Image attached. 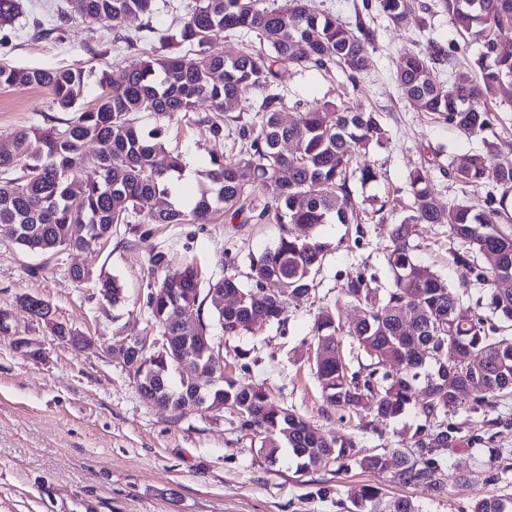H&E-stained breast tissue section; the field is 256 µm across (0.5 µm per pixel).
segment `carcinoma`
<instances>
[{
	"label": "carcinoma",
	"mask_w": 512,
	"mask_h": 512,
	"mask_svg": "<svg viewBox=\"0 0 512 512\" xmlns=\"http://www.w3.org/2000/svg\"><path fill=\"white\" fill-rule=\"evenodd\" d=\"M260 0H195L183 27L175 34L156 37L158 46L136 61L99 72L82 67L67 69L0 66V86L47 87L60 112H72L46 127L23 128L13 133L9 146L0 147V228H11V240L26 252L55 255L63 250H85L112 240L122 224L143 217L148 224H212L232 220L240 213L241 198L268 181H277L279 193L259 204L257 219L278 224L277 243L250 258L251 285L234 274L202 284L198 266L186 259L174 266L167 252L149 258L151 269L162 275L148 295L151 319L164 336L176 335L185 311H197L202 333L211 323L224 336H240L257 321H285L289 298L316 291L312 276L325 247L315 238L323 224H359L361 207L350 185L374 183L380 171L370 165L353 166L359 152L369 153L387 140L380 116L374 111L350 112L333 103L298 112L283 122L281 99L274 86L296 69L340 68L352 81L368 60L371 31L362 23L353 27L333 15L317 12L309 0H284L276 8ZM384 13L395 25L416 23L407 0L366 3ZM448 23L467 43L480 45L478 56L457 55L454 42L437 43L425 56L409 52L402 58L397 82L407 101L468 135H480L492 121L490 103H512V51L501 36L512 31V0H441ZM19 0H0V29L19 17ZM156 0H69L56 22L78 18L86 23H107L119 31L129 17L146 20L140 30L155 33L150 25ZM226 31L251 33L259 46L234 58L211 55L206 46ZM457 71L452 82L437 77V66ZM99 94L93 106L77 104L89 84ZM253 97L262 112L259 127L241 126L238 137L244 156L233 163L212 157L196 196L185 202L180 192L184 165L169 156L163 167L156 158L165 152L162 129L144 132L136 116L145 114L163 123L195 110L207 100L216 112H233ZM87 142L97 145L88 158L95 177L82 178L76 169ZM293 143L285 154L281 145ZM496 144L484 141V150L452 167L453 177L487 189L486 208L441 204L433 190L431 172L419 169L409 176L412 205L391 233L387 264L393 285L378 294L358 272L347 278L341 297L361 308L362 318L347 326L323 309L315 316L312 334L328 355L314 362L322 396L331 406L367 411L378 420L402 415L414 406L428 422L419 431L415 450L384 451L362 458L354 443H329L301 415L275 402L263 385L224 382V404L244 412L241 427L261 435L266 459L279 458L289 449L298 469L307 471L318 459L344 467L352 461L362 469L394 473L406 484L437 487V473L445 466L438 455L463 439L462 429L443 424L448 412L461 404L460 395L472 398L474 409L493 407L496 399L512 395V336L496 335L482 317L460 315L462 301L448 283L413 261L408 237L415 224H446L448 232L471 252L484 257L489 267L483 277L492 285L491 307L505 322H512V167L492 161ZM85 228L81 236L74 225ZM70 276L92 282L99 296L114 306L124 300L119 280L103 271L74 266ZM277 287L279 301L266 293ZM224 289L234 307H218L211 290ZM208 319H203V312ZM349 336L368 360L354 370L340 355L339 337ZM193 357L180 362L157 358L154 369L166 384L205 365ZM425 383L426 399L416 400V385ZM355 512H419L408 499L394 502L393 510L377 486L351 490ZM473 512H512V500L488 497Z\"/></svg>",
	"instance_id": "carcinoma-1"
}]
</instances>
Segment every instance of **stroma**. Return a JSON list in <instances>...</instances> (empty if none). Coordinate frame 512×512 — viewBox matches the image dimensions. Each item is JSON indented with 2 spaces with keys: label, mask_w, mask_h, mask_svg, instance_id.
<instances>
[{
  "label": "stroma",
  "mask_w": 512,
  "mask_h": 512,
  "mask_svg": "<svg viewBox=\"0 0 512 512\" xmlns=\"http://www.w3.org/2000/svg\"><path fill=\"white\" fill-rule=\"evenodd\" d=\"M65 2L22 0V17L0 39V64L99 71L139 58V48L116 39L107 24L75 20L56 28V8ZM411 3L422 27H397L366 8L365 0H315L319 11L347 25L361 21L369 26L368 65L353 83L338 69H310L291 73L278 85L285 118L327 101L380 113L388 141L364 161L381 177L363 193L395 201L394 210L363 217L358 224L318 228L317 238L327 251L315 275L317 290L289 299L285 324H259L235 337L213 333L222 343L226 376L264 385L276 402L303 415L326 439H351L362 457L411 451L425 419L412 409L367 427L359 415L326 404L312 370L315 315L328 307L342 324L353 322L359 308L341 299L339 291L355 271L364 272L372 287H390L386 254L391 231L412 200L410 171L430 170L440 202L481 210L485 190L456 182L449 161L480 150L488 139L497 144L494 163L512 167L511 107H497L492 130L469 137L418 111L402 95L396 80L402 56L455 37L437 0ZM36 19L47 27V35H34ZM236 114L237 121L231 122L202 103L166 125V150L180 156L187 170L185 192L194 190L211 157H237L234 137L240 125L261 121L247 100ZM55 116L48 88H0V144L8 143L15 130L46 126ZM215 121L223 123V135L211 132ZM278 235V225L257 221L249 203L230 223L140 224L107 243L54 256L23 251L0 235V311L10 313L17 335L44 352L42 359L27 358L0 336V512H352L349 493L363 484L383 488L387 500L408 499L420 512H472L482 498H512V469L488 454L492 448L512 450V398L485 412L466 399L449 413L448 422L463 425L468 435L445 454L447 466L435 489L405 485L393 474L355 465L341 470L323 464L303 473L285 453L271 465L259 450L258 436L240 428L232 409L203 413L189 408L177 417L144 403L117 348L127 336L159 335L147 307L153 281L150 254L165 250L176 262L194 256L206 276L233 274L247 285L250 256L272 246ZM410 243L416 262L461 293L465 314L479 313L496 324L491 288L477 276L485 259L472 267L458 263L456 256L465 247L444 224L413 227ZM75 265L116 276L125 289L124 303L111 307L92 284L74 282L69 269ZM25 293L50 304L49 319L20 311L17 300ZM56 323L92 338L93 347L78 349L58 338L52 329Z\"/></svg>",
  "instance_id": "35a3bbf8"
}]
</instances>
